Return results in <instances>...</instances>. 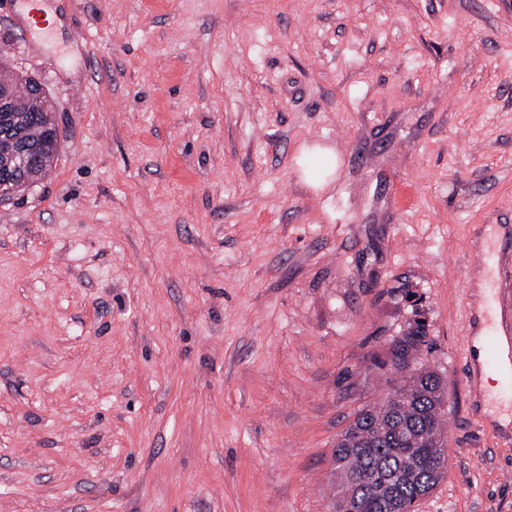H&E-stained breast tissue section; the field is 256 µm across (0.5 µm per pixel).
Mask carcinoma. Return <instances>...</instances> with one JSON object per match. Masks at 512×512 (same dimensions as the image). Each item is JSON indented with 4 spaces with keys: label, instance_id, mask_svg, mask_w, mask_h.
<instances>
[{
    "label": "carcinoma",
    "instance_id": "1",
    "mask_svg": "<svg viewBox=\"0 0 512 512\" xmlns=\"http://www.w3.org/2000/svg\"><path fill=\"white\" fill-rule=\"evenodd\" d=\"M0 91L15 93L10 123L42 138L39 178L52 168L60 138L49 113L24 87L31 77L15 73L0 59ZM425 324L415 321L392 338L387 357L372 366L386 377L385 397L359 409L333 451L331 472L335 512H414L446 470L444 432L448 390L426 362Z\"/></svg>",
    "mask_w": 512,
    "mask_h": 512
}]
</instances>
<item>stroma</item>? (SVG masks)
<instances>
[{
	"instance_id": "1",
	"label": "stroma",
	"mask_w": 512,
	"mask_h": 512,
	"mask_svg": "<svg viewBox=\"0 0 512 512\" xmlns=\"http://www.w3.org/2000/svg\"><path fill=\"white\" fill-rule=\"evenodd\" d=\"M0 51L56 104L0 201V512H327L332 453L424 318L448 468L512 512V0H45ZM336 151L329 171L302 145Z\"/></svg>"
}]
</instances>
